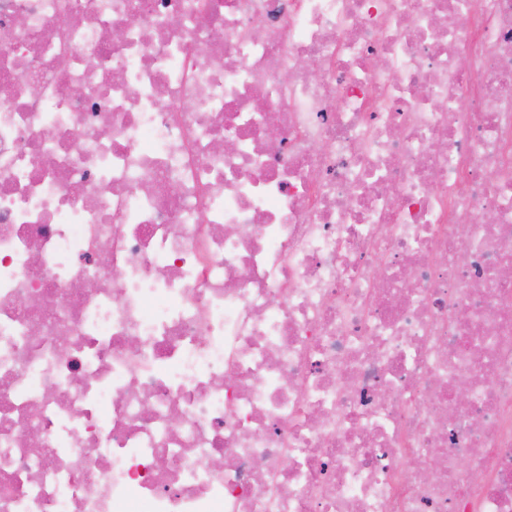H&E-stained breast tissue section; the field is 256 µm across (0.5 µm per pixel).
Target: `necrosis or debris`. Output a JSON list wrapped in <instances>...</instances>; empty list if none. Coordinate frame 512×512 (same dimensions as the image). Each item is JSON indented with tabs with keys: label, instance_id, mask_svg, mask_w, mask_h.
I'll use <instances>...</instances> for the list:
<instances>
[{
	"label": "necrosis or debris",
	"instance_id": "obj_1",
	"mask_svg": "<svg viewBox=\"0 0 512 512\" xmlns=\"http://www.w3.org/2000/svg\"><path fill=\"white\" fill-rule=\"evenodd\" d=\"M0 512H512V0H0Z\"/></svg>",
	"mask_w": 512,
	"mask_h": 512
}]
</instances>
